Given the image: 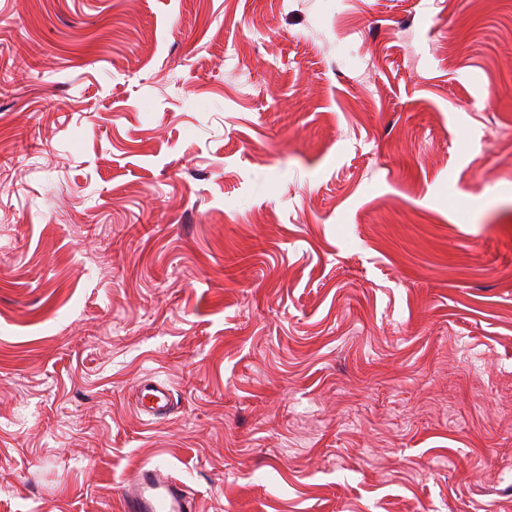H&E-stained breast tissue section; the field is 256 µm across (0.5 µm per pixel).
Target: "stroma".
<instances>
[{"label":"stroma","instance_id":"obj_1","mask_svg":"<svg viewBox=\"0 0 512 512\" xmlns=\"http://www.w3.org/2000/svg\"><path fill=\"white\" fill-rule=\"evenodd\" d=\"M147 462L512 512V0H0V512ZM137 410L150 420H163L173 413L171 390L163 383L145 380L137 386Z\"/></svg>","mask_w":512,"mask_h":512}]
</instances>
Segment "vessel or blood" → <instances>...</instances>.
<instances>
[{
    "label": "vessel or blood",
    "instance_id": "obj_1",
    "mask_svg": "<svg viewBox=\"0 0 512 512\" xmlns=\"http://www.w3.org/2000/svg\"><path fill=\"white\" fill-rule=\"evenodd\" d=\"M137 410L152 420H163L173 412L172 393L162 383L145 380L137 386ZM120 512H194L195 502L184 485L164 466L144 465L118 487Z\"/></svg>",
    "mask_w": 512,
    "mask_h": 512
}]
</instances>
